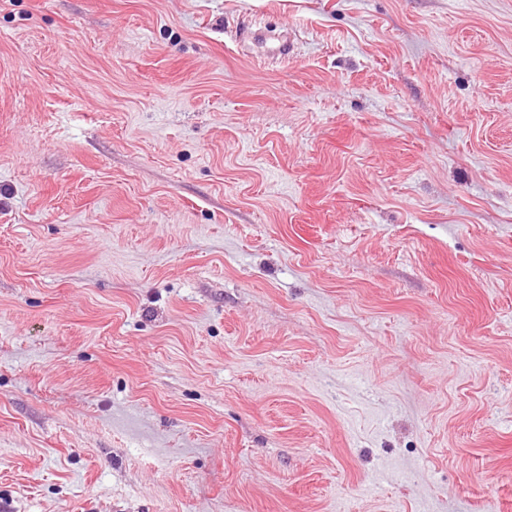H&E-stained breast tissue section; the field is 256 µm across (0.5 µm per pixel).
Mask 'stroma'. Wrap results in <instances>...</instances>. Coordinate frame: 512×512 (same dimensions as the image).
Masks as SVG:
<instances>
[{
  "mask_svg": "<svg viewBox=\"0 0 512 512\" xmlns=\"http://www.w3.org/2000/svg\"><path fill=\"white\" fill-rule=\"evenodd\" d=\"M0 512H512V0H0Z\"/></svg>",
  "mask_w": 512,
  "mask_h": 512,
  "instance_id": "1",
  "label": "stroma"
}]
</instances>
